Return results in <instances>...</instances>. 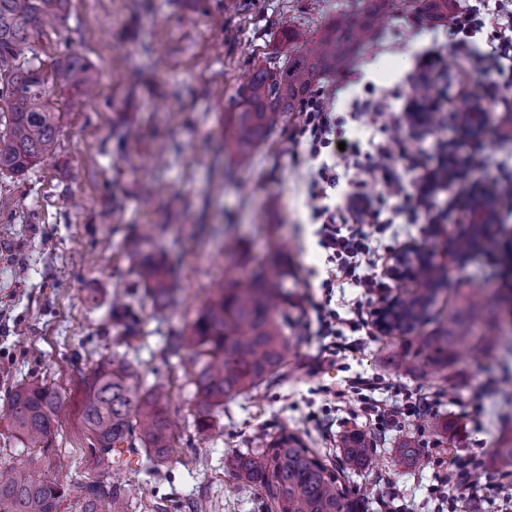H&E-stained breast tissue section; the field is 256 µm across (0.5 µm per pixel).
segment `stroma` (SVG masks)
<instances>
[{
    "instance_id": "stroma-1",
    "label": "stroma",
    "mask_w": 512,
    "mask_h": 512,
    "mask_svg": "<svg viewBox=\"0 0 512 512\" xmlns=\"http://www.w3.org/2000/svg\"><path fill=\"white\" fill-rule=\"evenodd\" d=\"M369 0H69L64 21L31 41L51 66L73 50L94 67L99 81L86 96L60 100L67 118L55 151L20 175L0 173V409L19 382L39 379L61 395L58 429L41 457L43 473L65 496L59 512H81L82 486L121 483L127 512H262L261 495L232 477L224 450L244 447L257 429L280 428L336 461L344 430L367 431L376 448L371 465L349 485L366 492L367 512H438L437 490L449 467L462 470L450 489L453 512L481 501L484 512H512V475L488 467L492 448L512 436V333L508 348L480 361L460 353L442 373L421 366L393 369L414 337L431 333L451 315L460 294L512 295V203L500 207L494 226L501 248L475 250L458 260L448 250L464 216L461 193L512 171V141L502 140L504 105H512V57L502 60L494 82L478 70L492 51L488 31L457 52L449 21L431 23L418 10L388 8L378 39L361 47L346 65L352 83L339 111L348 138H385L383 129L356 131L350 101L387 94L400 111L425 56L440 52L442 104L463 98L487 110L486 131L472 139L442 120L421 128L412 157L392 151L389 161L406 181L446 154L480 152L477 170L453 169L416 223L398 219L372 227V243L384 256L374 273L372 298L358 288H333L338 318L362 308L370 324L345 332L334 361H320L311 323L323 295L325 256L317 245L307 185L311 162L293 140L299 119L278 124L246 167L224 150V116L240 87L267 58L286 61L332 21L360 13ZM292 29L285 39L283 28ZM133 136L121 141L117 131ZM232 182H225V169ZM141 236L146 254L180 256V306L157 319L123 252L127 238ZM243 244L255 263L267 261L276 244L289 246L291 275L283 281L288 312L301 326L290 351L288 374L277 387L245 390L217 409L214 429L194 426L195 385L179 357L166 351L167 336L184 332L222 275L223 241ZM414 246L430 251L447 282L429 319L387 335L373 323L386 298L410 290L389 273L391 253ZM134 313L143 337L127 348L112 315L115 297ZM135 357L147 382L169 389L175 424L169 459L127 469L97 467L82 422L83 379L113 354ZM448 420L445 437L425 421ZM405 440L418 447L407 467L394 463Z\"/></svg>"
}]
</instances>
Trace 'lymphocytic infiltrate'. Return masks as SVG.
Listing matches in <instances>:
<instances>
[{"mask_svg": "<svg viewBox=\"0 0 512 512\" xmlns=\"http://www.w3.org/2000/svg\"><path fill=\"white\" fill-rule=\"evenodd\" d=\"M423 94L410 96L401 109L399 124L407 133L396 139L401 156L411 152L413 139L411 133L423 127L428 113L439 111L440 98L435 80L423 79ZM336 88L332 85L318 89L304 102V120L299 128L300 137L309 143L310 158H317L321 149L331 151L332 163L320 164L313 189L309 194L313 202L312 212L320 225L316 231L319 246L326 252L328 262L336 266L339 280L349 282L361 288L365 295H373L379 283L371 274L372 268L378 267L380 256L370 244L367 225L381 221L383 205L389 199H396L398 211L413 215L431 196L442 182L441 168H434L420 175L413 190H406L403 178L393 166L378 164L373 172L376 181L385 190L384 195L370 198L361 179L349 182V189L343 202L337 206L326 205L325 200L330 189L340 182V170L361 169L357 142H346L344 149H336L339 136L338 120L335 113Z\"/></svg>", "mask_w": 512, "mask_h": 512, "instance_id": "obj_1", "label": "lymphocytic infiltrate"}]
</instances>
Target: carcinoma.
I'll return each instance as SVG.
<instances>
[{"instance_id": "cac0c4a2", "label": "carcinoma", "mask_w": 512, "mask_h": 512, "mask_svg": "<svg viewBox=\"0 0 512 512\" xmlns=\"http://www.w3.org/2000/svg\"><path fill=\"white\" fill-rule=\"evenodd\" d=\"M69 0H0V172L22 174L56 147L57 133L67 113L54 99L82 96L96 82L93 66L76 53L66 52L50 71L28 60L18 63L30 46V37L62 21ZM391 0H374L363 14H353L329 24L302 52L279 65L255 70L242 85L227 113L229 134L224 147L238 165L250 164L267 131L299 109L324 74L348 63L357 48L372 41L376 18ZM423 18L439 21L456 10L458 0H421ZM487 205L512 200V176L485 185ZM487 237L477 231L460 235L454 253L465 258ZM124 250L138 258L137 276L165 311L178 307L172 282L173 262L165 254L145 255L138 241ZM229 255L216 297L200 312L189 329L167 338L168 350L186 352L196 388L195 426L208 434L214 410L245 389L267 383L278 385L284 377L291 319L279 291L288 275L281 266L282 246L276 247L272 269L251 264L239 247L225 245ZM421 280L418 295L399 309L400 321L422 322L444 286L441 266L423 262L416 269ZM123 323L125 340L135 338L137 321L131 311L114 312ZM501 318L500 302L490 296L478 306L469 295L461 297L453 317L429 336L417 340L414 357L426 366L446 369L462 349L476 359L496 351L494 332ZM168 394L162 384L140 380L139 365L117 354L100 361L84 379L82 421L91 434L90 448L97 463L112 467L123 452L144 453L159 464L170 456L173 426L167 412ZM60 396L46 383L17 385L7 399L6 418L23 447L30 450L28 466L0 468V512H58L63 490L42 478L36 452L47 450L55 432ZM339 464L329 467L314 448L285 429L277 434L259 432L244 448L224 451L232 475L256 487L263 512H362V499L351 494L346 480L373 461L374 444L360 429L341 438ZM83 512H125L121 488L98 482L83 490Z\"/></svg>"}]
</instances>
